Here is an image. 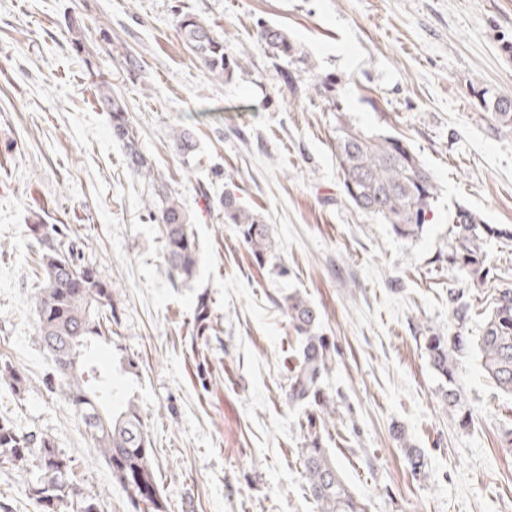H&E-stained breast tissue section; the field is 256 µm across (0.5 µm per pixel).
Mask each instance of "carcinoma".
<instances>
[{
    "instance_id": "cac0c4a2",
    "label": "carcinoma",
    "mask_w": 512,
    "mask_h": 512,
    "mask_svg": "<svg viewBox=\"0 0 512 512\" xmlns=\"http://www.w3.org/2000/svg\"><path fill=\"white\" fill-rule=\"evenodd\" d=\"M176 27L185 45L214 78L231 81L240 64L226 52L223 39L193 15L178 16ZM259 37L275 55L287 58L296 55L299 62H305L287 30L266 24L260 27ZM94 85L101 108L110 114L112 136L124 145L128 166L151 175V167L129 124L124 102L112 93L111 84L105 79ZM481 101L492 118L506 128L512 127L511 97L490 96ZM172 143L175 152L184 159L195 151L194 139L184 128L173 132ZM336 164L345 195L358 210L389 225L401 238L413 239L423 231L438 199V187L433 174L405 141L367 131L338 108ZM219 205L224 211V223L237 225L253 260L263 264L271 251L268 226L257 213L244 207L232 191L224 192ZM148 209L153 221L162 226L171 277L193 278L197 249L189 230L191 218L180 198L163 190ZM450 234L448 267L463 281L479 285L491 275L486 266L488 243L493 239L512 241V226L487 224L476 213L460 206ZM40 241L44 274L34 307L36 342L52 355L53 378L46 383L47 389L63 396L75 410L112 477L130 492L134 508L138 512L141 509L168 512L167 499L155 479L151 441L140 409L131 402L112 406V372L99 366L94 358L99 346L109 339L112 324L118 322L117 309L112 303V285L100 279L93 269L75 265L63 253L56 238L45 233ZM449 296L455 319L461 325L466 323L471 304L456 288L450 290ZM282 303L289 326L304 342L302 356L291 370L287 396L306 410L309 440L301 458L308 491L320 512H365L362 503L345 486L336 458L323 447L316 431L317 423L324 424L326 417L335 414L320 387L331 358L325 338L315 334L319 311L297 293L286 295ZM211 330L208 305L202 301L197 307L194 332L205 336ZM73 336L80 337L84 368L77 375L68 376L61 368ZM468 345L469 339L462 333L426 337L425 348L432 367L448 384L444 400L450 408L458 403L456 353ZM475 345L485 373L502 392L512 394V288H502L495 294ZM0 383L6 384L16 396L27 390L24 375L8 362H0ZM0 461L32 465L27 493L43 512H60V508L69 504L75 505L76 512H104L102 499L93 494L84 495L75 487L73 460L50 436L23 433L6 415L0 416Z\"/></svg>"
}]
</instances>
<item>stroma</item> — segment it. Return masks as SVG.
<instances>
[{
  "label": "stroma",
  "instance_id": "stroma-1",
  "mask_svg": "<svg viewBox=\"0 0 512 512\" xmlns=\"http://www.w3.org/2000/svg\"><path fill=\"white\" fill-rule=\"evenodd\" d=\"M206 22L242 67L216 82L185 46L177 15ZM84 52L72 48L69 19ZM287 29L301 65L274 56L260 24ZM134 66H126V58ZM127 108L150 176L131 169L95 101L87 65ZM336 81L335 98L316 79ZM512 96V0H0V361L27 380L0 387V413L50 435L75 459L74 483L106 512H135L72 407L50 393L34 342L43 277L31 227L64 228L63 249L112 285L118 324L102 354L121 399L145 416L169 512H319L302 467L304 411L289 402L302 342L284 295L320 312L331 345L324 389L336 414L325 445L365 512H512V396L459 352L460 402L449 409L424 347L432 334L479 335L499 289L512 288V241H492L493 275L467 289L465 327L451 315L448 230L457 207L512 225V131L481 92ZM403 138L439 187L422 234L395 236L345 197L336 112ZM197 150L182 160L173 128ZM193 217L199 262L171 279L156 192ZM233 191L270 227L257 266L218 199ZM206 299L214 329L193 333ZM418 449L425 473L405 455ZM29 473L0 463V502L41 512Z\"/></svg>",
  "mask_w": 512,
  "mask_h": 512
}]
</instances>
